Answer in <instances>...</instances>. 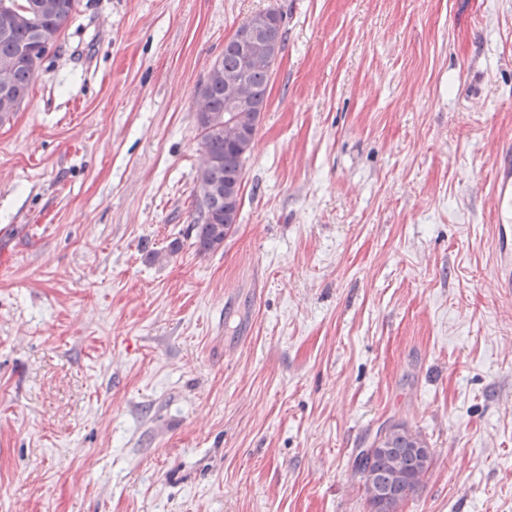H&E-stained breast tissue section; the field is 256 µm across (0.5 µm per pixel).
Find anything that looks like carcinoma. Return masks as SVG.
Masks as SVG:
<instances>
[{
    "mask_svg": "<svg viewBox=\"0 0 512 512\" xmlns=\"http://www.w3.org/2000/svg\"><path fill=\"white\" fill-rule=\"evenodd\" d=\"M32 9L31 20L5 24L0 20V61L26 57L16 64L11 73L14 98L23 101L29 94L37 70L33 60L44 56L45 45L58 44L63 26L77 10L79 0H63L55 12L36 9L40 0H18ZM264 37L282 48L286 40L283 15L271 18ZM241 67L239 46L231 39L224 44V56L219 69L211 76L205 88L206 128L200 131L201 152L218 161L211 170L198 169L196 188L205 183L211 190L201 196L194 194L195 217L191 224L193 245L199 253L215 251L224 245L237 224L242 204V182L245 162L249 154L236 144L224 140V78L222 73L235 72ZM272 69L259 68L248 72L252 111L262 112L267 107L268 86ZM378 445L360 451L355 463L364 489L369 512H400L402 504L423 489L429 467L425 458L430 451L426 438L403 422H393L375 436Z\"/></svg>",
    "mask_w": 512,
    "mask_h": 512,
    "instance_id": "1",
    "label": "carcinoma"
}]
</instances>
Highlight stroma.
Returning <instances> with one entry per match:
<instances>
[{
	"mask_svg": "<svg viewBox=\"0 0 512 512\" xmlns=\"http://www.w3.org/2000/svg\"><path fill=\"white\" fill-rule=\"evenodd\" d=\"M269 7L201 254L197 95ZM509 143L512 0H80L0 125V512H368L391 422L434 452L403 512H512ZM271 75L272 67L254 69L248 72L247 81L251 89L253 106L251 112H264V109H266ZM499 210L498 249L502 288H512V167L505 160L495 184Z\"/></svg>",
	"mask_w": 512,
	"mask_h": 512,
	"instance_id": "35a3bbf8",
	"label": "stroma"
}]
</instances>
